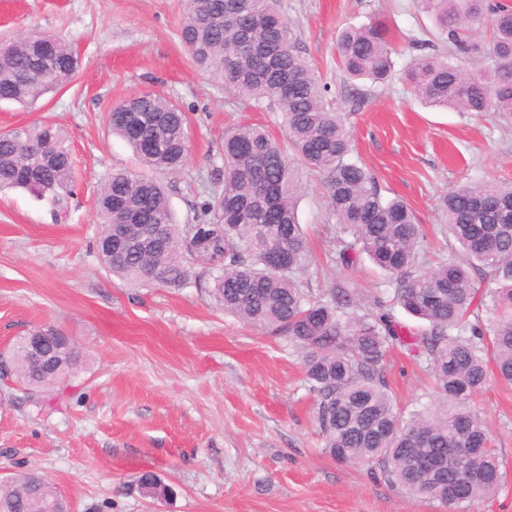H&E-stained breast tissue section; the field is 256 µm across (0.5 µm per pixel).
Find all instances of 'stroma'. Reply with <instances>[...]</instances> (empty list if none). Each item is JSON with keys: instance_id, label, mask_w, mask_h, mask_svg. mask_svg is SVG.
Segmentation results:
<instances>
[{"instance_id": "obj_1", "label": "stroma", "mask_w": 512, "mask_h": 512, "mask_svg": "<svg viewBox=\"0 0 512 512\" xmlns=\"http://www.w3.org/2000/svg\"><path fill=\"white\" fill-rule=\"evenodd\" d=\"M306 57L328 83L363 162L382 193L420 223H438L442 196L481 178H512V128L491 115L425 105L401 78L417 51L395 56L383 85L362 83L354 106L338 96L336 38L351 24L384 20L402 35L433 38L415 0H281ZM182 0H0V42L42 33L70 43L74 80L30 108L0 102V133L48 120L74 158L64 208L23 190L0 191V352L31 329L51 325L81 351L73 376L42 407L13 378H0V481L36 469L72 512H447L414 497L365 463L327 453L316 397L300 351L224 312L195 282L174 288L121 281L100 259L95 201L107 175L141 172L113 135L109 113L156 90L189 118V160L160 175L176 223L224 187L222 144L242 123L281 135L276 107L253 112L193 65L178 39ZM298 219L309 261L300 277L313 294L336 278L337 229L324 190L306 175ZM386 378L400 408H435L423 360L396 348ZM474 403L499 451L504 481L469 512H512V385L491 382ZM155 473L173 494L153 502L137 490Z\"/></svg>"}]
</instances>
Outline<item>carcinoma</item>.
<instances>
[{
	"label": "carcinoma",
	"mask_w": 512,
	"mask_h": 512,
	"mask_svg": "<svg viewBox=\"0 0 512 512\" xmlns=\"http://www.w3.org/2000/svg\"><path fill=\"white\" fill-rule=\"evenodd\" d=\"M179 38L193 64L215 83L258 110L282 112L284 148L261 125L224 135V189L204 200L197 223H174L168 195L153 177L114 171L98 197L102 223L121 224L127 239L158 228L164 248L102 255L108 269L141 286L178 287L191 261L206 260L204 290L225 311L288 336L304 353L309 388L317 395V422L325 448L341 462L373 465L404 490L457 510L492 497L504 478L486 422L472 405L491 379L512 383V182L495 178L459 186L439 203L441 231L459 245L455 258L429 262L427 235L407 204L383 196L352 146L343 113L327 103L328 85L303 55L293 22L278 0H183ZM432 13L438 42L413 39L414 60L403 81L419 99L459 112L493 113L512 128V5L499 0H420ZM487 24L492 38L471 35ZM389 28L380 21L350 25L336 43L346 82L391 80ZM73 49L55 38L50 55L34 37L0 44V101L34 104L72 82ZM42 68L43 76L32 72ZM112 132L153 173H177L188 159L186 113L160 92L134 95L112 108ZM22 137L40 158L30 163L0 137V189L20 188L56 207L71 182L68 140L51 122ZM320 178L329 218L340 233L336 282L321 297L299 280L307 258L297 220L302 173ZM284 253L275 269L268 257ZM365 254L390 276L392 288L367 302L348 286ZM494 317L482 319L485 296ZM424 325L403 336L395 308ZM422 357L435 380L439 404L408 415L397 407L384 374L389 348ZM10 373L30 398L58 384L12 346ZM430 460L424 472L421 463ZM141 496L161 501L171 489L157 475L138 478ZM45 478L0 482V512H68Z\"/></svg>",
	"instance_id": "obj_1"
}]
</instances>
